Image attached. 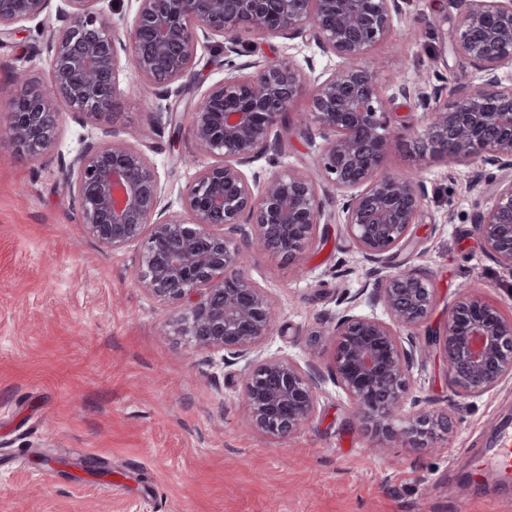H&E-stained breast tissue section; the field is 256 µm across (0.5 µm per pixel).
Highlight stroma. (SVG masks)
Here are the masks:
<instances>
[{
	"label": "stroma",
	"mask_w": 512,
	"mask_h": 512,
	"mask_svg": "<svg viewBox=\"0 0 512 512\" xmlns=\"http://www.w3.org/2000/svg\"><path fill=\"white\" fill-rule=\"evenodd\" d=\"M402 15L370 52L380 79L400 73L410 88L429 78L442 103L476 81L453 52L459 23L455 0H400ZM61 0L39 18L0 34V86L16 77L42 87L50 74L45 40L59 27ZM233 60L248 67L293 57L316 72L336 57L313 40L261 37L241 29ZM120 90L103 126L142 145L166 198L177 201L205 158L186 129L205 86L224 77V53L199 45L192 75L171 84L161 105L177 124L156 120L128 55L120 59ZM89 127L62 113L55 147L30 157L0 139V512H500L512 485L485 482L469 490L475 458L512 426V381L480 398H457L446 365L428 334L440 326L463 287L512 305V272L485 255L473 217L492 205L505 172H478L441 161L422 163L412 143L391 168L422 169L427 196L402 256L422 270L437 305L415 331L413 371L422 410L448 417L425 450H414L359 427L352 403L336 385L334 346L307 333L336 322L340 302L373 278L335 220L322 221L300 265L252 248L249 277L265 288L278 319L264 350L314 360L322 383L316 410L300 431L281 441L251 431L242 408L239 366L165 335L171 307L136 282L135 248L107 250L79 221L64 164ZM286 148L256 169L302 167L316 173L322 140L291 126ZM48 463H29L31 452Z\"/></svg>",
	"instance_id": "35a3bbf8"
}]
</instances>
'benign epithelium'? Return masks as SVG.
Wrapping results in <instances>:
<instances>
[{
	"instance_id": "1",
	"label": "benign epithelium",
	"mask_w": 512,
	"mask_h": 512,
	"mask_svg": "<svg viewBox=\"0 0 512 512\" xmlns=\"http://www.w3.org/2000/svg\"><path fill=\"white\" fill-rule=\"evenodd\" d=\"M63 25L50 32L46 50L50 86H27L9 98L0 137L28 154L56 143L62 112L92 123L109 115L119 83V52L131 51L138 74L157 85L190 72L200 41L224 40L237 49L247 24L263 36H310L338 59L318 75L291 59L262 60L255 70L224 64V79L204 93L191 113L189 132L213 161L180 195L178 209L163 203L154 165L144 150L109 131L90 132L72 157L67 178L81 224L103 247H139V285L180 307L167 334L195 349L224 353L243 363L245 413L251 427L274 440L296 433L313 415L320 375L312 364L268 355L275 308L245 271V250L300 262L304 246L325 212L327 184L342 201L346 236L380 273L371 293L376 313L356 312L358 296L336 315V385L354 416L382 438L402 436L420 450L439 417L415 411L411 387L416 367L412 330L436 307V294L416 267L391 264L413 240L425 201L418 176L388 170L401 134L408 132L422 158L450 166L512 170V0H455L461 17L455 53L478 74L450 106L438 92L421 91L419 124L394 112L367 63L401 12L399 0H135L123 34L89 0H63ZM50 0H0V28L40 16ZM306 95L300 125L321 130V181L288 167L261 176L249 166L281 144L295 101ZM474 231L485 253L512 272V179L497 185L494 203L476 214ZM434 341L447 364L448 382L460 399L479 398L512 380V316L503 303L473 288L460 289Z\"/></svg>"
}]
</instances>
